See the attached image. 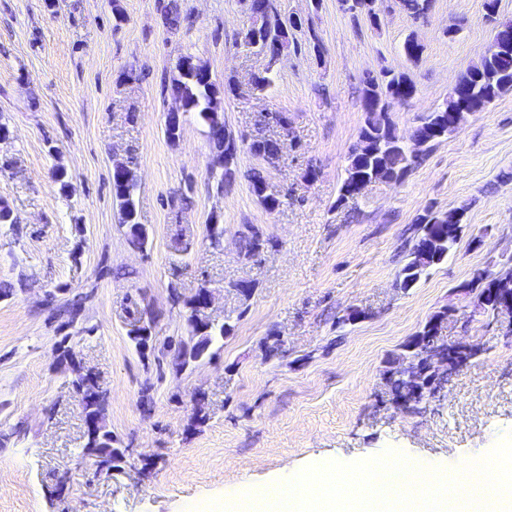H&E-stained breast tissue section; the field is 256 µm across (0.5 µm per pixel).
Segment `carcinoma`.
<instances>
[{"label": "carcinoma", "instance_id": "obj_1", "mask_svg": "<svg viewBox=\"0 0 512 512\" xmlns=\"http://www.w3.org/2000/svg\"><path fill=\"white\" fill-rule=\"evenodd\" d=\"M370 0H339V8L357 20L363 18L375 28L379 24L372 18ZM399 10L411 19L428 14L433 7V0H399ZM275 6L273 0H250L249 12L257 20L265 19ZM424 47L416 34H410L403 43V51L408 61L418 64ZM463 82L468 86L464 96L466 108L456 98L450 97L445 105L428 113L417 126L420 139L415 144L417 152L401 146L394 140L396 132L390 112L394 105L412 97L416 86L410 74L383 71L382 78L373 76L362 81V107L365 114L357 143L348 155L346 177L340 188L339 200L353 195L357 182L364 179L372 181L399 182L414 167L420 164L434 144L456 132L468 119V116L484 108L500 94L512 90V25H504V31L495 37V45L480 62L468 69L463 75ZM171 94L179 97L185 111L196 112L209 129V138L213 149L224 153V136L218 134L216 119L224 112L223 97L216 84L211 80H202L192 72L177 71L170 79ZM283 150V143L276 138L255 141L249 151L276 159ZM251 194L268 211L278 209L282 200L272 193L266 194L268 183L259 169L246 173ZM114 198L119 202L120 223L132 226L130 242L136 248L146 245L143 228L135 227V179L132 169L123 162H117L112 168ZM466 210L463 208L445 213L427 214L417 218L418 235L409 246L406 262L400 270L399 286L402 289L412 287L425 272L448 258V253L457 244L462 232ZM241 255L251 259L263 249L267 240L258 229L248 230L241 237ZM512 279V268L504 267L492 273L478 270L467 283V287L485 297L488 307H495L496 300L487 295L489 289L496 288L503 281ZM190 311L188 323L191 339L189 345L181 343L177 359L183 365L201 358L213 340V326L200 317V305L196 299L186 302ZM448 318V309L437 312L430 321L403 345V353L397 360L424 361V356L437 348V323ZM384 383L390 400L400 404L408 400L410 392L397 374L386 370L383 372ZM72 386L81 396V404L86 418L92 427L87 431V441L83 452L96 458L97 472L109 473L115 463L123 460L124 452L112 447V432L105 426L106 393L100 387L96 377L81 368H74Z\"/></svg>", "mask_w": 512, "mask_h": 512}]
</instances>
